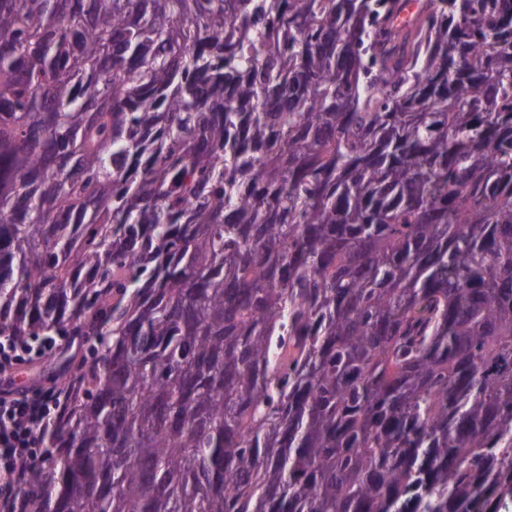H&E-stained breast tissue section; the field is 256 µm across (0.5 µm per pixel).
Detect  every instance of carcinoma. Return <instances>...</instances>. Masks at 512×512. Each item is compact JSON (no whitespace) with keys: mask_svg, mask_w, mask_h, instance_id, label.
Wrapping results in <instances>:
<instances>
[{"mask_svg":"<svg viewBox=\"0 0 512 512\" xmlns=\"http://www.w3.org/2000/svg\"><path fill=\"white\" fill-rule=\"evenodd\" d=\"M0 0V336H105L19 512L512 497V0Z\"/></svg>","mask_w":512,"mask_h":512,"instance_id":"carcinoma-1","label":"carcinoma"}]
</instances>
